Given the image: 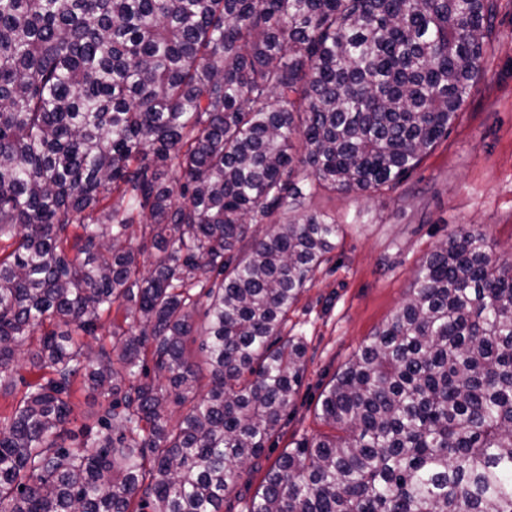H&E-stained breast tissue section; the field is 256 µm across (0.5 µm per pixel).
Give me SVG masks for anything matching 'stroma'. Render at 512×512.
I'll use <instances>...</instances> for the list:
<instances>
[{
    "label": "stroma",
    "mask_w": 512,
    "mask_h": 512,
    "mask_svg": "<svg viewBox=\"0 0 512 512\" xmlns=\"http://www.w3.org/2000/svg\"><path fill=\"white\" fill-rule=\"evenodd\" d=\"M498 38L480 80L443 140L402 184L382 193L317 191L307 207L342 226L335 250L288 313L306 345L301 385L282 427L224 501L243 512L267 470L300 439L326 433L323 390L402 306L419 262L447 236L486 230L495 255L512 250V0H498Z\"/></svg>",
    "instance_id": "stroma-1"
}]
</instances>
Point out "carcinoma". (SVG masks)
I'll use <instances>...</instances> for the list:
<instances>
[{
  "label": "carcinoma",
  "mask_w": 512,
  "mask_h": 512,
  "mask_svg": "<svg viewBox=\"0 0 512 512\" xmlns=\"http://www.w3.org/2000/svg\"><path fill=\"white\" fill-rule=\"evenodd\" d=\"M497 7L0 0V512H223L301 384L286 318L342 231L307 200L448 137ZM78 379L108 404L75 449ZM318 417L247 512H512V256L436 245Z\"/></svg>",
  "instance_id": "1"
}]
</instances>
